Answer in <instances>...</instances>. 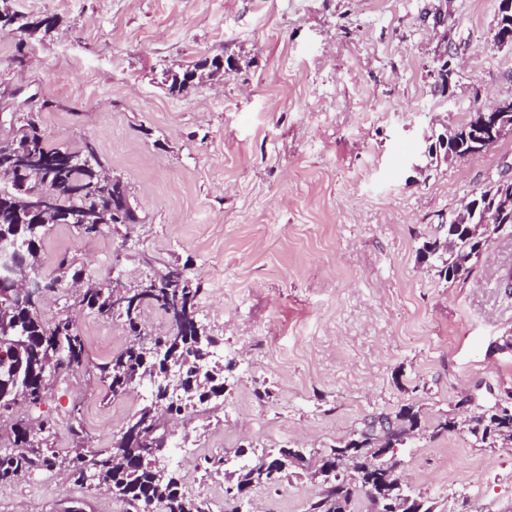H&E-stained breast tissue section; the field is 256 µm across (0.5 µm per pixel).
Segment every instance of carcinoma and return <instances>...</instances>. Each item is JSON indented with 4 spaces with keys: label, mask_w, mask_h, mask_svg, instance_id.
<instances>
[{
    "label": "carcinoma",
    "mask_w": 512,
    "mask_h": 512,
    "mask_svg": "<svg viewBox=\"0 0 512 512\" xmlns=\"http://www.w3.org/2000/svg\"><path fill=\"white\" fill-rule=\"evenodd\" d=\"M58 23L57 17L44 21L30 20L25 15L12 12L0 21V30L18 37L17 48L26 47L32 35L39 31H51ZM482 113L474 111L448 134L454 143L456 156L474 155L476 143L473 133L480 126ZM26 151H36L40 157L57 160L61 155L74 158V164L61 162L50 170L44 188L52 195L57 211L63 217L42 224H23L22 217L28 208V192L36 184L19 172L15 159ZM108 169L101 160L97 148L86 142L77 148L53 146L47 142L40 117L28 121L13 136L0 139V236L12 237L16 248L27 253L28 262L41 266V242L49 227L61 222L73 224L84 233L93 229L82 223L86 208L97 201L112 205L111 225H127L135 216L126 206L127 186L114 179L105 178ZM496 215L488 237L480 241L466 234L461 225L479 224L482 210ZM512 228V198L503 200L498 182L489 183L471 199L470 208H462L448 223L441 225L442 234H434L423 240L418 256L433 268L438 277L447 282H465L469 279L474 262L485 250L490 238L502 231V226ZM83 265L74 256L57 261V273L44 278L49 289L63 288L82 277ZM139 301H129L122 288L112 287V280L100 281L99 287L75 295L74 305L102 321L115 317L124 318L129 331H141L140 315L149 307L165 313L177 307L190 310L197 318V298L200 284L184 270L169 267L166 272L138 285ZM72 315L60 311L50 323L38 315L37 306L13 308L8 319L9 335L0 336V419L10 415L19 402L34 403L46 398L50 391L44 381V364L58 357L56 366L61 380L69 381L87 369L89 361L84 339L77 331L70 332ZM216 337L203 326L184 331L178 343H171L166 336H158L148 347L128 346L112 355L104 363L93 365V370L106 388L109 396L123 395L131 388L153 384L156 370L170 367L186 375L187 388L179 402L163 399L161 394L151 396L147 404L134 415L135 421L152 425L162 423V414L176 418L189 409L191 404L219 397L224 390V369L207 368ZM471 433L481 435V443L488 446L497 440L512 436V414L497 409L492 401L471 417ZM55 422L41 419L31 425L22 418L13 421L11 427L0 431V482H11L37 470H47L67 475L80 486L89 485L103 489L119 497L137 512L153 501L164 504L165 512H211L210 504L200 495L183 490L182 480L174 471L164 477L150 466L151 449L131 441L119 433L112 446L98 454L94 461L93 480L85 481L87 467L82 456H59L48 444L39 443L33 429L42 435H50ZM421 426V411L413 406L402 407L395 415H381L352 432L347 438L324 451L308 455L300 448H280L276 452L248 455L247 449L235 452L238 468L226 473L237 488L248 490L260 486H272L288 476L291 468L301 465L306 472H321L322 493L315 498L309 512H337L336 500L354 502L357 492L339 484L336 475L350 471L360 476L358 492H364L382 478H396L398 461H383L378 465L374 457L383 448H393L401 440L416 435Z\"/></svg>",
    "instance_id": "obj_1"
}]
</instances>
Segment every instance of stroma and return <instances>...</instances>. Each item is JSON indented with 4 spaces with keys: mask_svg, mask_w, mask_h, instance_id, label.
I'll use <instances>...</instances> for the list:
<instances>
[{
    "mask_svg": "<svg viewBox=\"0 0 512 512\" xmlns=\"http://www.w3.org/2000/svg\"><path fill=\"white\" fill-rule=\"evenodd\" d=\"M60 22L17 50L0 34V133L24 102L52 101V144L96 145L127 184L140 224L85 234L58 224L61 254L95 278L135 283L168 266L202 291L197 318L226 368L219 406H199L158 462L185 489L223 501L204 457L240 446L319 451L365 420L419 407L425 425L471 398L512 394V230L493 236L467 282L419 261L421 237L512 166V132L478 157L428 148L470 112L512 98V47L494 42L496 0H9ZM221 55L225 74L182 94L168 70ZM451 60L442 85L438 70ZM91 362L131 341L122 319L73 309ZM95 451L144 404L107 396L94 373L72 382ZM269 389L261 400L258 390ZM400 473L435 512H512V443L466 429L408 441ZM307 473L251 491L258 512H307ZM127 512L114 496L55 474L0 484V512Z\"/></svg>",
    "mask_w": 512,
    "mask_h": 512,
    "instance_id": "35a3bbf8",
    "label": "stroma"
}]
</instances>
